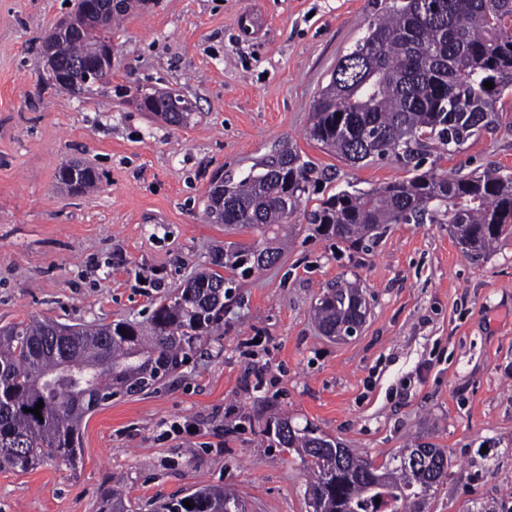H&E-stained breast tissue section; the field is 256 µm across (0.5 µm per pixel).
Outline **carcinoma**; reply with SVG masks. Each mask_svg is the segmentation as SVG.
Segmentation results:
<instances>
[{
    "label": "carcinoma",
    "mask_w": 512,
    "mask_h": 512,
    "mask_svg": "<svg viewBox=\"0 0 512 512\" xmlns=\"http://www.w3.org/2000/svg\"><path fill=\"white\" fill-rule=\"evenodd\" d=\"M92 18L80 28L52 33L43 55L65 79L51 86L84 88L76 63L112 23L145 9L146 0H91ZM493 82L488 90L484 82ZM512 93V0H392L385 15L342 57L314 103L309 136L351 165L393 156L410 178L369 190H342L304 213L329 238L367 248L390 224H446L473 259L512 236V175L499 172L442 178L421 170L432 146L450 154L495 119L494 104ZM135 101L171 126L188 124L194 107L177 89L141 88ZM326 178L289 146L234 182L211 186L204 215L233 230L252 228L261 240L224 243L211 267L158 305L145 328L127 322L69 325L52 318L0 328V470L28 471L52 463L74 469L85 415L112 400L153 388L177 371L202 342L224 333V299L234 280L274 263L283 225L310 188ZM59 184L84 192L97 185L89 166H63ZM362 288L343 279L322 292L314 319L322 335L338 336L352 318ZM41 417L31 413L38 403ZM30 412H24V409ZM273 442L297 454L308 469L313 512H421L448 475V452L415 439L376 465L308 424L287 419L266 428ZM421 448L426 462L405 465ZM191 502L188 509L183 501ZM131 503L107 487L97 512H131ZM150 512H245L224 488L200 487L151 504Z\"/></svg>",
    "instance_id": "cac0c4a2"
}]
</instances>
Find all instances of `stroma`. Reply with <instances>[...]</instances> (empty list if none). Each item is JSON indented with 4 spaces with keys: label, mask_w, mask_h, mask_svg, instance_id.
<instances>
[{
    "label": "stroma",
    "mask_w": 512,
    "mask_h": 512,
    "mask_svg": "<svg viewBox=\"0 0 512 512\" xmlns=\"http://www.w3.org/2000/svg\"><path fill=\"white\" fill-rule=\"evenodd\" d=\"M389 2L156 0L113 30L111 86L70 95L39 82L66 0H0V327L146 323L225 242L253 239L202 219L214 174L240 179L281 144L327 172L319 199L407 178L308 134L337 62ZM148 85L181 89L191 122L139 111ZM495 110L455 154L433 151L437 173L512 174V96ZM73 159L97 187L58 183ZM292 226L288 252L225 301L223 335L155 389L88 412L76 470H1L0 512H96L109 486L135 512L206 486L246 512H311L306 468L265 432L284 416L377 461L423 436L451 458L425 512H512V237L474 261L444 224L390 225L367 253ZM341 277L359 280L369 312L334 341L312 309Z\"/></svg>",
    "instance_id": "1"
}]
</instances>
